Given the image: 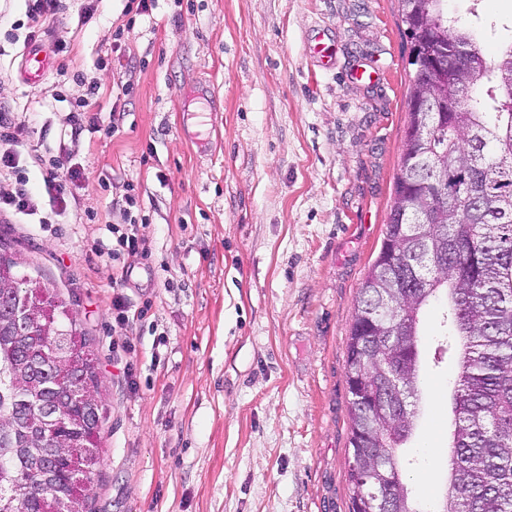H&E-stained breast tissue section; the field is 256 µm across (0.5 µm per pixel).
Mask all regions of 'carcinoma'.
Returning <instances> with one entry per match:
<instances>
[{"instance_id":"obj_1","label":"carcinoma","mask_w":512,"mask_h":512,"mask_svg":"<svg viewBox=\"0 0 512 512\" xmlns=\"http://www.w3.org/2000/svg\"><path fill=\"white\" fill-rule=\"evenodd\" d=\"M431 25L433 51L448 39L469 43L472 62L448 76L408 62L407 103L422 95L450 112L425 117L408 111L403 149L416 160L410 185L397 179L384 239L392 240L394 267L377 256L362 283L347 341L346 375L374 386L398 350L390 416L349 401L348 479L351 503L390 500V512H426L409 495L399 448L411 438L419 412L421 322L435 301L446 302L438 352L459 354L452 394L448 486L436 512H512V38L487 59L485 27L463 25L448 0H400L398 27L406 42L414 16ZM0 254V273L32 284L0 289V417L38 422L60 409L41 433L20 427L0 436V512H92L79 480L99 464L95 448L97 401L71 400L79 388L98 389L92 358H71L77 322L46 297L40 282L14 271ZM37 298L44 337L18 323L24 294ZM58 445L78 449L62 460Z\"/></svg>"}]
</instances>
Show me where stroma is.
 Returning <instances> with one entry per match:
<instances>
[{"mask_svg": "<svg viewBox=\"0 0 512 512\" xmlns=\"http://www.w3.org/2000/svg\"><path fill=\"white\" fill-rule=\"evenodd\" d=\"M65 0L38 85L26 0H0V105L33 156L82 165L60 223L0 212V241L76 316L98 366L95 512H350L346 345L390 212L408 120L399 0ZM213 84L219 110L199 101ZM130 83L116 97L117 83ZM119 135L66 136L88 85ZM138 194L152 256L112 313V227ZM457 360L424 371L403 474L436 506ZM51 64V56L46 49L30 48L24 56V79L29 84H38L49 71Z\"/></svg>", "mask_w": 512, "mask_h": 512, "instance_id": "obj_1", "label": "stroma"}]
</instances>
